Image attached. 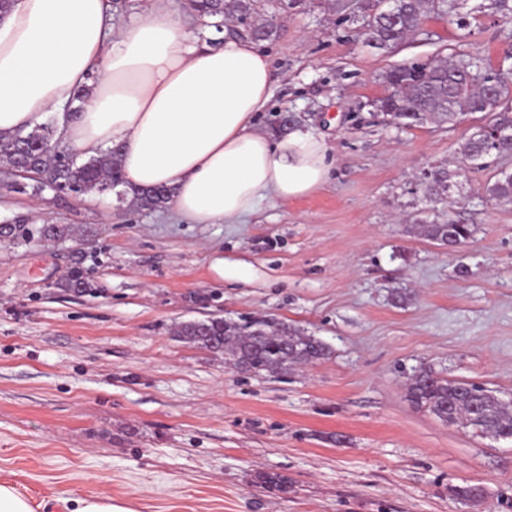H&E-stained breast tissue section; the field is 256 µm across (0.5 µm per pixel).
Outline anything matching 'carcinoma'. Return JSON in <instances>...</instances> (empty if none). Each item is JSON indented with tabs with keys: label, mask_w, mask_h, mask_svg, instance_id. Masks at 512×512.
I'll use <instances>...</instances> for the list:
<instances>
[{
	"label": "carcinoma",
	"mask_w": 512,
	"mask_h": 512,
	"mask_svg": "<svg viewBox=\"0 0 512 512\" xmlns=\"http://www.w3.org/2000/svg\"><path fill=\"white\" fill-rule=\"evenodd\" d=\"M301 0H181L183 9L213 22L226 18L240 24L253 25L260 14L265 22L256 25L252 35L259 41L278 35L277 16ZM363 13L362 37L374 49L388 50L398 46L416 32L429 14L443 16L455 9L453 0H359ZM388 94L378 100L379 110L406 126H416L427 120L455 125L459 116L483 114L484 122L466 138L461 147L466 172L480 169L492 155L506 156L512 152V143L506 134L512 132V79L502 73L478 65L472 56H460L454 61L439 63H412L389 73ZM496 85L494 96L483 93L486 85ZM53 140L52 127L39 125L25 133H0V163L13 167H29L37 171L39 186L58 190L78 187L82 194L103 192L124 187L123 195L131 197V204L145 210H160L171 201V189L164 186L134 188L127 186L119 149L92 155L84 162L73 160L60 163L44 155ZM459 174L442 165L429 168L420 179L419 190L435 202L448 198ZM493 200H512V173L503 172L487 187ZM39 236L62 239L70 235L67 226L48 225L39 228ZM24 224L11 229L14 238L33 236ZM425 237L441 243L467 242L471 228L452 218L433 220L422 226ZM59 287L85 293L92 284L79 270L71 271ZM236 319L213 317L204 320L205 326L181 324L177 336L197 348L220 353L224 358L243 362L244 371L256 375L282 374L296 364L323 359L328 349L313 336H308L285 321L274 318ZM463 383L440 378L425 368L411 376L406 388L409 403L432 415L442 411L451 413L448 420H460L478 434L491 432L512 435V409L489 401L486 389L471 383L465 392Z\"/></svg>",
	"instance_id": "obj_1"
}]
</instances>
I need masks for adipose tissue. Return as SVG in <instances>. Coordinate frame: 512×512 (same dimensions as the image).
Listing matches in <instances>:
<instances>
[{"mask_svg": "<svg viewBox=\"0 0 512 512\" xmlns=\"http://www.w3.org/2000/svg\"><path fill=\"white\" fill-rule=\"evenodd\" d=\"M95 72L92 96L65 114ZM274 81L255 42L199 43L168 0L118 28L108 0H16L0 19V133L60 113L68 141L89 155L121 146L126 180L171 187L176 213L194 224H230L328 180L322 135L257 127Z\"/></svg>", "mask_w": 512, "mask_h": 512, "instance_id": "obj_1", "label": "adipose tissue"}]
</instances>
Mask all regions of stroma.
Listing matches in <instances>:
<instances>
[{"label": "stroma", "instance_id": "35a3bbf8", "mask_svg": "<svg viewBox=\"0 0 512 512\" xmlns=\"http://www.w3.org/2000/svg\"><path fill=\"white\" fill-rule=\"evenodd\" d=\"M481 2L388 51L363 44L353 0L279 19L261 44L277 79L256 122L269 132L295 114L334 165L316 193L264 200L238 223L189 224L113 190H40L0 164V224L73 230L0 238V480L41 512H72V495L129 512H512V441L405 397L424 366L512 399V202L486 192L512 157L462 176L452 204L426 201L417 177L456 168L481 115L409 128L376 107L386 74L411 63L468 54L512 71V22ZM445 211L470 225L466 246L422 235ZM75 269L91 291L60 289ZM242 315L287 321L329 354L254 375L174 336ZM465 487L481 498L457 497Z\"/></svg>", "mask_w": 512, "mask_h": 512}]
</instances>
